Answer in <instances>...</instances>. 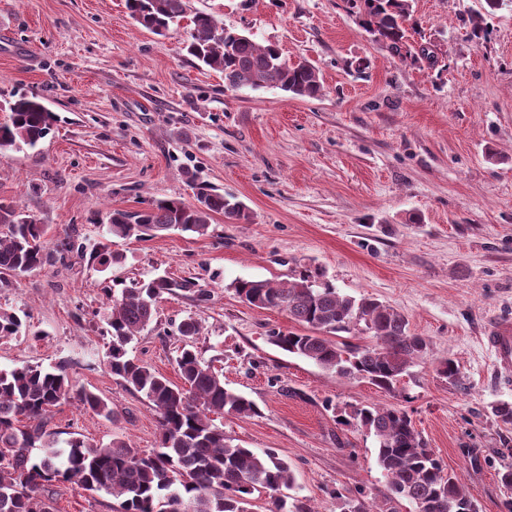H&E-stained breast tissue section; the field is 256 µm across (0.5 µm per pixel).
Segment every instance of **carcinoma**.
<instances>
[{"label":"carcinoma","mask_w":512,"mask_h":512,"mask_svg":"<svg viewBox=\"0 0 512 512\" xmlns=\"http://www.w3.org/2000/svg\"><path fill=\"white\" fill-rule=\"evenodd\" d=\"M359 24L373 40L403 63L437 64L427 44L414 45L419 33L413 0H349ZM484 12L471 18V37L488 35L486 17L503 0H484ZM130 17L155 34L186 17L192 25L188 54L224 73V87L271 86L299 98H316L324 90L319 72L306 60L286 61L279 49L224 27L213 15H188V0H126ZM8 119L0 122V152L35 146L50 131L54 113L36 96L7 102ZM218 213L233 221L249 213L208 184L195 185L194 202L160 198L140 211L114 209L106 215L108 232L119 238L147 239L177 228L204 235ZM47 227L30 214L0 202V288L56 260ZM166 277L123 288L105 289L107 324L112 335L108 367L112 376L143 394L159 419L157 450L145 454L120 438L94 444L79 433L59 440L46 429L52 408L72 397L107 418L112 409L90 391L73 392L64 365L49 371L23 364L0 369V512H54L51 487L69 482L84 491L105 492L120 500V512H249L254 492L268 494L267 512H284L282 490L292 488L287 461L267 449L257 453L233 445L209 414L250 417L254 402L228 390L212 362L187 344L177 358L181 384L171 382L148 364L127 356L126 346L154 319L158 298L183 288ZM236 293L250 305L285 311L308 329L277 332L272 343L337 375L367 380L394 393L407 369L430 354V342L411 333L406 317L373 298L339 294L319 274L306 270L293 280H238ZM21 320L0 314V336L19 332ZM367 335L373 343L350 346L339 334ZM437 374L462 385L459 365L442 359ZM338 423L355 425L375 438L377 460L388 484L389 502L406 501L413 512H478L460 476L428 448L408 414L376 404L353 407ZM38 456H32L33 450ZM340 512H376L363 489L336 490Z\"/></svg>","instance_id":"1"}]
</instances>
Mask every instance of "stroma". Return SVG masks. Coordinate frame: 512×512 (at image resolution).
Wrapping results in <instances>:
<instances>
[{"mask_svg": "<svg viewBox=\"0 0 512 512\" xmlns=\"http://www.w3.org/2000/svg\"><path fill=\"white\" fill-rule=\"evenodd\" d=\"M483 0H415L435 45V68L400 63L360 27L346 0H189L291 61L321 73L317 98L275 88L224 86L221 72L182 49L187 21L158 36L132 22L125 0H0V106L39 96L56 115L36 147L0 154V201L36 215L63 261L0 289L17 335L0 338V369L65 365L74 389L105 399L106 419L76 400L53 410L49 430L97 444L118 437L156 449L159 427L144 396L107 368L106 287L157 276L178 281L153 322L128 346L179 382L173 324L200 327L191 343L227 389L258 415L218 414L232 444L271 449L295 474L290 497L339 512L336 490L363 488L385 508L387 482L372 436L338 424L341 409L374 403L406 410L479 512H501L512 468V425L492 405L512 404L485 330L512 315V5L470 37ZM204 181L242 203L249 220L214 215L206 235L149 240L110 235L95 211H136L158 197L194 200ZM118 254L89 263L84 252ZM319 270L341 294L373 297L431 341L388 394L340 377L270 343L302 332L286 312L259 309L238 279L288 280ZM453 358L464 387L434 362ZM56 512H118L119 502L67 483Z\"/></svg>", "mask_w": 512, "mask_h": 512, "instance_id": "stroma-1", "label": "stroma"}]
</instances>
